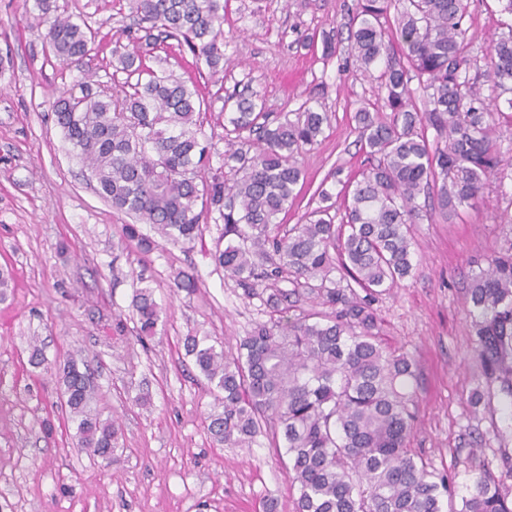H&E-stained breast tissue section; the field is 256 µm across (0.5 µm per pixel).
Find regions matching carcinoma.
<instances>
[{"instance_id":"carcinoma-1","label":"carcinoma","mask_w":512,"mask_h":512,"mask_svg":"<svg viewBox=\"0 0 512 512\" xmlns=\"http://www.w3.org/2000/svg\"><path fill=\"white\" fill-rule=\"evenodd\" d=\"M391 5L359 0L353 17L350 53L368 73L380 67L390 116L355 114L376 163L355 182L340 226L327 207L287 230L278 221L296 197L300 155L328 123L306 102L296 119L271 120L256 95H228L223 103L235 107L234 131L256 138L225 142L230 177L222 170L206 175L217 152L202 129L212 102L154 50L175 46L188 51L196 69L212 77L224 72V0H127L137 26L124 33L135 49L115 42L108 80L79 82L77 93L65 87L53 104L69 152L99 195L135 219L122 227L126 240L145 253L160 240L185 245L215 212L224 228L212 258L245 294L289 278L326 308L315 322L259 321L230 354L209 336L183 341L214 396L207 429L215 442L250 448L260 437L284 441L298 490L293 512H442L443 499L451 503L456 495L453 482L416 461L409 448L414 363L382 348L373 303L412 274L408 225L421 219L420 195H433L434 207L451 220L463 207H478L503 159L492 113L469 77L466 0H406L397 48L383 23ZM32 7L47 25L46 58L62 72L83 68L99 31L67 12V0H33ZM411 72L422 112L411 98ZM119 73L125 78L116 95ZM484 77L512 111V28L493 42ZM430 128L444 147L430 146ZM141 224L159 240L140 233ZM337 272L350 284L341 287ZM468 299L482 376L472 404L496 398L512 420V241L474 276ZM130 307L136 339L155 336L163 310L152 289H135ZM84 375L74 361L58 369L76 448L104 461L118 447L119 429L92 408L93 387ZM506 478L512 466L498 476L484 468L462 508L449 512H512L502 492Z\"/></svg>"}]
</instances>
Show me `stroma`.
<instances>
[{
  "mask_svg": "<svg viewBox=\"0 0 512 512\" xmlns=\"http://www.w3.org/2000/svg\"><path fill=\"white\" fill-rule=\"evenodd\" d=\"M99 30L87 68L102 74L115 42L132 24L114 0H68ZM357 0H228L224 81L195 76L189 53L172 48L167 66L197 77L203 95L250 91L270 117L303 102L328 113L316 144L300 157L304 183L282 217L284 227L328 204L345 219V196L368 167V148L354 116H388L385 92L348 52ZM474 71L491 44L512 29L499 0H468ZM44 27L29 0H0V268L12 288L0 302V512H293L297 489L283 449L216 444L207 431L213 403L206 381L183 347L200 331L227 345L268 319L261 296L246 295L211 258L222 226L208 221L186 247L141 253L123 241L129 218L104 201L68 152L53 103L78 71L61 73L43 52ZM336 51L327 56L325 43ZM504 162L487 181L477 208L454 220L424 207L412 225V277L379 295L373 307L380 340L412 357L417 379L411 446L452 479L457 497L490 466L512 464V432L500 404L472 407L481 382L467 293L507 241L512 224V126L500 125ZM330 194L321 201L320 190ZM197 280L194 294L176 290L177 273ZM148 283L165 324L146 342L135 338L129 304ZM38 338L54 369L73 359L95 372L93 406L116 421L122 437L111 462L76 453V426L61 405L56 375L30 366Z\"/></svg>",
  "mask_w": 512,
  "mask_h": 512,
  "instance_id": "1",
  "label": "stroma"
}]
</instances>
